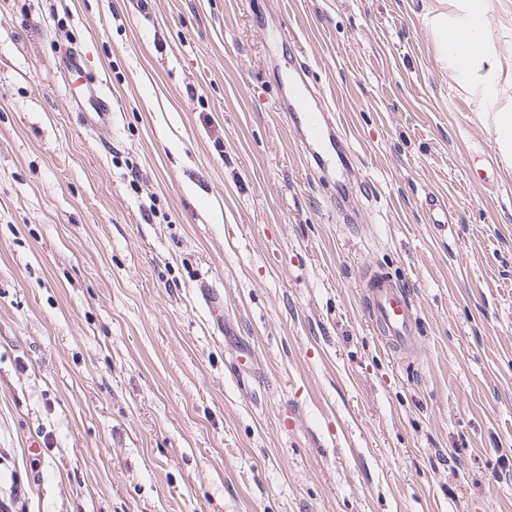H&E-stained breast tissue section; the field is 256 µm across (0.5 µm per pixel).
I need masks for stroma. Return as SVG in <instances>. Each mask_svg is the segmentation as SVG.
Returning <instances> with one entry per match:
<instances>
[{
    "label": "stroma",
    "instance_id": "1",
    "mask_svg": "<svg viewBox=\"0 0 512 512\" xmlns=\"http://www.w3.org/2000/svg\"><path fill=\"white\" fill-rule=\"evenodd\" d=\"M428 2L0 0V512H512V170L471 180L498 156ZM298 59L357 223L276 109ZM104 83L103 80H96L89 83V90L92 98L98 105L99 112H82V126L87 128H98L101 126H109L112 124V112L109 106L108 97L102 90ZM363 301L371 326L393 351L411 349L419 334L415 304L408 289L387 278L385 273L369 274L364 282Z\"/></svg>",
    "mask_w": 512,
    "mask_h": 512
}]
</instances>
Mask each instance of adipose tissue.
I'll list each match as a JSON object with an SVG mask.
<instances>
[{
  "mask_svg": "<svg viewBox=\"0 0 512 512\" xmlns=\"http://www.w3.org/2000/svg\"><path fill=\"white\" fill-rule=\"evenodd\" d=\"M503 0H431L423 17L441 63L478 117L506 169H512V52H503L491 21Z\"/></svg>",
  "mask_w": 512,
  "mask_h": 512,
  "instance_id": "obj_1",
  "label": "adipose tissue"
}]
</instances>
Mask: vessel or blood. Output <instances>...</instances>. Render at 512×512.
Instances as JSON below:
<instances>
[{"label": "vessel or blood", "mask_w": 512, "mask_h": 512, "mask_svg": "<svg viewBox=\"0 0 512 512\" xmlns=\"http://www.w3.org/2000/svg\"><path fill=\"white\" fill-rule=\"evenodd\" d=\"M102 81L90 83L89 90L95 99L96 113H83L84 127L98 128L112 123V112L102 90ZM292 124V131L318 168L345 167L347 154H333L334 129L322 101L314 100L310 71L305 62H297L296 74L288 83V96L283 101ZM363 301L371 326L382 338L385 347L393 351L411 349L419 334L415 304L408 289L393 283L386 274H369L364 282Z\"/></svg>", "instance_id": "obj_1"}]
</instances>
